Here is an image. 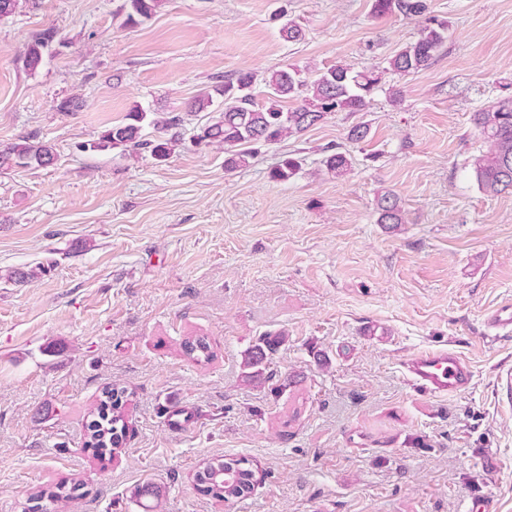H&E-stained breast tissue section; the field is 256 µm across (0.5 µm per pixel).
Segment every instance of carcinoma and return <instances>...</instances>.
Returning a JSON list of instances; mask_svg holds the SVG:
<instances>
[{"instance_id": "carcinoma-1", "label": "carcinoma", "mask_w": 512, "mask_h": 512, "mask_svg": "<svg viewBox=\"0 0 512 512\" xmlns=\"http://www.w3.org/2000/svg\"><path fill=\"white\" fill-rule=\"evenodd\" d=\"M161 6V0H124L121 11L125 22L138 24L150 19ZM372 10L376 16L401 15L406 18L425 16V25L418 38L400 47L388 61L386 70L395 74L418 72L428 68L447 39L448 24L435 16L427 15V0H373ZM57 37L53 27L37 33L28 44L23 63L26 69L36 70L43 56L49 51ZM382 80L381 72L356 71L336 63L326 67L312 79L301 76L296 68L276 70L266 79L267 100L260 105L252 94L254 76L241 72L233 77L216 82L211 89L200 93L190 103V109L203 112L217 99H222L223 111L213 124H206L193 138L196 145L218 143L224 145L228 157L224 160L229 169L248 164L251 151L249 144H276L289 137L299 135L322 122L332 112H361L368 98ZM298 101L291 109L283 103ZM473 121L490 142V150L474 158L472 174L478 188L491 195L512 191V100H504L490 109L474 113ZM154 129L151 139L142 138L144 126ZM181 125L178 115L158 116L141 106L133 107L125 121L106 130L98 147L120 146L136 152L146 149L159 160L171 153L175 137L169 131ZM55 160L52 145L30 138H23L0 150V169L4 167L46 166ZM327 170L340 177L347 173L351 162L341 152L328 155L324 160ZM300 168V161L288 157L273 170L271 178L286 181ZM378 221L381 224L404 223V211L399 197L387 191L377 203ZM285 340V336L268 334L245 353L242 365L247 370L246 378L259 379L269 367L271 355ZM185 353L198 362H207L212 356L211 344L204 336L189 337L184 341ZM125 390L106 388L97 407V415L86 426L88 448H99L115 452L126 438L127 422L117 412L122 406ZM195 479L214 498L230 502L252 493L255 488V471L246 458H214L202 466ZM130 497L142 504L149 498L160 499V487L152 483L135 485ZM55 495L42 490L30 494L31 505L24 512H50Z\"/></svg>"}]
</instances>
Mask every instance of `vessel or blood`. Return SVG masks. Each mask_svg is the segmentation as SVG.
<instances>
[{
  "label": "vessel or blood",
  "instance_id": "b4317fda",
  "mask_svg": "<svg viewBox=\"0 0 512 512\" xmlns=\"http://www.w3.org/2000/svg\"><path fill=\"white\" fill-rule=\"evenodd\" d=\"M403 367L408 380L414 386L435 396L465 391L474 377L471 363L447 349L410 353L404 358Z\"/></svg>",
  "mask_w": 512,
  "mask_h": 512
}]
</instances>
